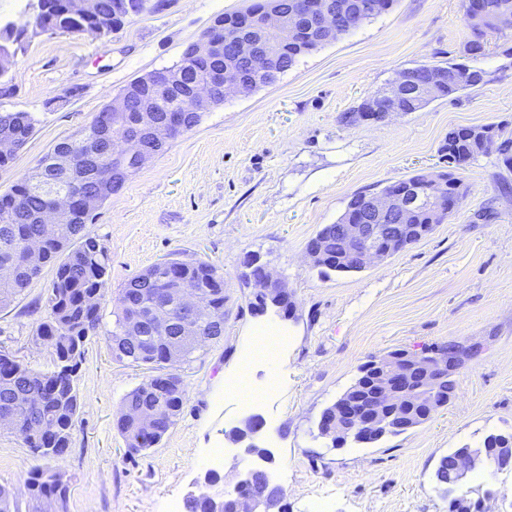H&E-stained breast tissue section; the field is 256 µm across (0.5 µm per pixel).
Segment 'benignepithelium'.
<instances>
[{
	"label": "benign epithelium",
	"mask_w": 512,
	"mask_h": 512,
	"mask_svg": "<svg viewBox=\"0 0 512 512\" xmlns=\"http://www.w3.org/2000/svg\"><path fill=\"white\" fill-rule=\"evenodd\" d=\"M468 4V47L474 50L484 47V35L490 29L512 30V14L489 16L484 12L483 0H468ZM65 5L74 16L101 19V0H65ZM346 16L348 12L336 11L334 0H302L301 8L294 13L277 10L274 0H265L258 13L226 20L217 25L215 33L186 48L185 54L191 58L214 61L206 72L194 78L180 69L152 72L138 88L112 98L110 106L98 115L92 131L81 141V145L93 150L105 130L110 127L120 129V133L112 137V168L101 169L99 189L121 188L132 171L157 154V144L146 141L147 134L156 127L161 126L175 135L183 133L185 113L205 112L230 92L245 94L253 91L251 77L273 73L277 57L287 52L288 47L300 45L310 29L317 28L334 39L339 33L340 20ZM442 83V76L435 70L429 71L421 81L417 75L404 70L388 88L368 97L369 111L361 119H386L399 111V102L409 96L412 88L425 98L437 97L441 95ZM130 112L137 113L136 120L127 119L119 125L113 123L115 115ZM455 201L454 195H445V185L434 179L426 180L416 191L395 187L387 194L378 193L368 198L364 209L347 213L343 222L336 225V234L343 239L357 265L364 268L375 259H386L411 246L407 235L402 233L403 225L414 222L424 213L431 220L422 225L426 234L434 227V222L454 207ZM54 202L58 211L67 213L76 204L87 208L95 206L97 193L89 191L79 201L69 195L56 194ZM245 269L266 303L273 306L277 314L290 316L292 295L266 265L251 256ZM179 296L183 302V342L168 346L165 372L148 378L147 384L154 390L167 381L164 373L175 372L184 350L198 343V315L208 314L213 324H223V317L210 312L200 292L190 283H182ZM480 350L477 345L453 342L441 351L423 355L406 353L397 358L387 354L374 358V367L379 370L383 383L374 389L371 402L365 403L363 386L349 389L337 400L336 413L320 420L319 432L338 440L355 433L359 441L371 443L391 423L406 424L405 406L422 408L426 417H432L445 406V402L434 395L439 376H457ZM415 369L424 374V384L411 389L406 386V378ZM246 424L248 429L238 442L246 443L244 455L254 457V440L263 424L255 417L249 418ZM263 462L264 457H258L235 484L233 495H222L221 500L229 501L230 512H282L284 490L261 466Z\"/></svg>",
	"instance_id": "1"
}]
</instances>
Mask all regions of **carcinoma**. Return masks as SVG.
Here are the masks:
<instances>
[{
	"label": "carcinoma",
	"instance_id": "carcinoma-1",
	"mask_svg": "<svg viewBox=\"0 0 512 512\" xmlns=\"http://www.w3.org/2000/svg\"><path fill=\"white\" fill-rule=\"evenodd\" d=\"M27 6L33 10V22L40 21L50 30L82 33L91 26L85 19L65 15L64 0H28ZM163 7L165 0H156L152 4L149 0H129L133 15L147 10L157 12ZM24 36V29L11 22L6 23L0 31V39L15 44V55L26 50ZM303 46L301 51L281 57V72H287L300 56L323 46L319 42L318 32H312L311 39ZM429 67L420 64L414 70L420 73ZM430 68L444 73V96L449 98L466 90L460 76L470 66L450 63ZM35 122L32 113L27 111L0 112V131L14 139L19 146L32 135ZM489 127L495 129L500 138L498 154L502 163L512 168V137H503L502 128L495 123L489 124ZM467 131L466 127L458 129L441 147V152L448 156V163L457 169L482 153L481 141L468 139ZM97 171L95 163L83 159V152L76 142L64 141L38 162L34 175L0 195V268L11 270L9 279L0 282V309L14 303L31 281L40 275L43 267L53 266L55 276L47 298L48 317L40 324L38 337L52 348L56 365L71 372L69 376L58 374L54 369L41 372L19 362L14 368L0 370V415L18 417V435L33 454L44 461V464L33 466L27 472L28 512H49L54 505L62 509L66 503L67 485L63 481V474L51 463L62 458L71 444V431L80 408L74 374L83 358L87 338L97 332L101 323V303L110 263L108 250L87 228L89 214L75 209L61 223L54 225L50 232L41 217L52 203L49 190L77 195L90 185ZM317 236L327 241L330 253L329 259L319 265L320 273L360 271L343 245L336 240L333 225H325ZM30 241L39 242L41 247L40 259L35 265L25 262ZM169 264L180 267V278L194 284L211 308L224 309V275L214 265L204 261L182 260H171ZM156 288L175 290L179 285L159 281L156 266L153 265L131 277L122 288L109 340L117 343L134 329L141 330L145 339L134 347L123 349L118 359L125 358L139 366L157 362L160 346L149 339L153 335L151 314L161 306L155 296ZM170 380L164 395L148 390L144 382L125 395L117 427L125 437L130 454H139L159 443L179 418L187 391L181 374L172 375ZM158 407L164 408L166 417L158 422L155 432L146 434L141 429L140 419ZM500 448H512V433H491L475 447L464 446L450 452L440 460L435 478L439 484L446 486V492L451 493L460 487L451 466L454 458H485Z\"/></svg>",
	"mask_w": 512,
	"mask_h": 512
}]
</instances>
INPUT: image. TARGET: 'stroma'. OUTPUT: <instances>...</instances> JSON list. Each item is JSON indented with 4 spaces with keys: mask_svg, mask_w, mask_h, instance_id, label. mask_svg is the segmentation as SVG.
<instances>
[{
    "mask_svg": "<svg viewBox=\"0 0 512 512\" xmlns=\"http://www.w3.org/2000/svg\"><path fill=\"white\" fill-rule=\"evenodd\" d=\"M248 0H167L128 18L109 36L28 31L8 73L16 87L0 110L35 115L32 136L0 166V195L60 142L79 137L129 83L176 65L214 17ZM469 30L460 0H395L391 9L302 57L277 82L232 94L191 131L148 159L90 215L87 227L110 256L102 322L85 344L77 376L80 408L58 466L69 486L66 512H169L205 484L214 448L230 486L246 463L228 433L258 416V442L288 512H448L435 471L442 457L488 433H512V168L495 151L453 169L440 147L449 130L500 123L512 133V31L491 33L476 61L485 83L382 122L343 123L362 99L398 72L463 61ZM455 171L467 188L443 224L405 251L355 273L321 275L310 240L336 223L351 197L420 172ZM258 256L293 295L294 312L255 314L256 287L241 277ZM203 260L224 275V335L194 352L180 373L187 399L152 448L128 455L116 427L123 397L148 370L120 360L108 336L127 281L155 263ZM54 276L44 267L0 311V348L49 371L37 341ZM275 324L288 336L279 360L248 359L256 333ZM451 341L484 344L457 376L448 405L408 432L373 444L332 447L320 438L324 408L356 380L369 356L419 352ZM268 392L255 410L247 392ZM23 439L0 428V485L27 502L38 465ZM485 512H512V472L469 483Z\"/></svg>",
    "mask_w": 512,
    "mask_h": 512,
    "instance_id": "stroma-1",
    "label": "stroma"
}]
</instances>
